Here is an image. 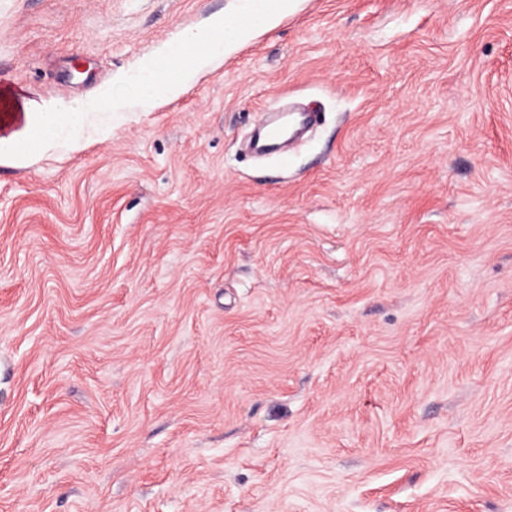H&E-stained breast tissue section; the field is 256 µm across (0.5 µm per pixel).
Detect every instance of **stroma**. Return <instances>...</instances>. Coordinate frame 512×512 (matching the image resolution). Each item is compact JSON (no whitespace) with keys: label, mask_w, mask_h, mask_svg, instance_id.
<instances>
[{"label":"stroma","mask_w":512,"mask_h":512,"mask_svg":"<svg viewBox=\"0 0 512 512\" xmlns=\"http://www.w3.org/2000/svg\"><path fill=\"white\" fill-rule=\"evenodd\" d=\"M233 3L0 0V136ZM0 512H512V0H305L0 166Z\"/></svg>","instance_id":"35a3bbf8"}]
</instances>
